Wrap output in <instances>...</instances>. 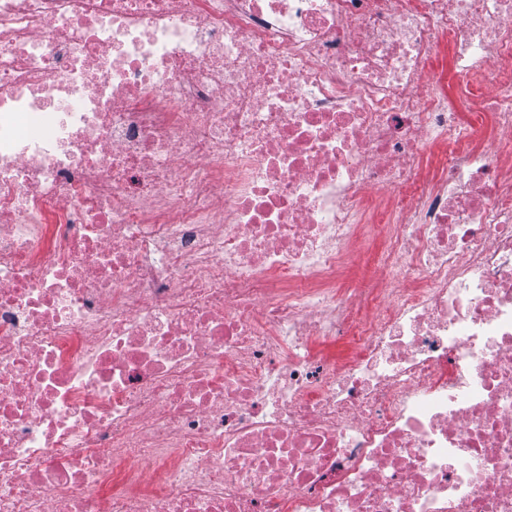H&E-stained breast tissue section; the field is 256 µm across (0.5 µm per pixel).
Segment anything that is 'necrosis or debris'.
I'll list each match as a JSON object with an SVG mask.
<instances>
[{"instance_id": "1", "label": "necrosis or debris", "mask_w": 512, "mask_h": 512, "mask_svg": "<svg viewBox=\"0 0 512 512\" xmlns=\"http://www.w3.org/2000/svg\"><path fill=\"white\" fill-rule=\"evenodd\" d=\"M0 512H512V0H0Z\"/></svg>"}]
</instances>
